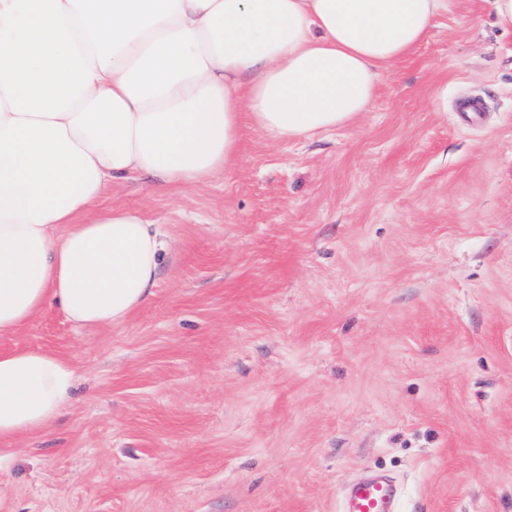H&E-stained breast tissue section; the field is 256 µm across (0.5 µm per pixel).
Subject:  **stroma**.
<instances>
[{
    "label": "stroma",
    "instance_id": "1",
    "mask_svg": "<svg viewBox=\"0 0 512 512\" xmlns=\"http://www.w3.org/2000/svg\"><path fill=\"white\" fill-rule=\"evenodd\" d=\"M173 242L125 323L52 307L0 351L77 369L0 452V512H512V29L459 0L355 123L252 126L212 180L108 191ZM392 487L383 481L357 484L351 492L346 512H394Z\"/></svg>",
    "mask_w": 512,
    "mask_h": 512
}]
</instances>
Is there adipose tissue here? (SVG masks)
I'll return each instance as SVG.
<instances>
[{
  "label": "adipose tissue",
  "mask_w": 512,
  "mask_h": 512,
  "mask_svg": "<svg viewBox=\"0 0 512 512\" xmlns=\"http://www.w3.org/2000/svg\"><path fill=\"white\" fill-rule=\"evenodd\" d=\"M453 0H0V335L48 306L119 325L170 249L136 209L99 202L148 175L202 183L244 120L281 139L353 123ZM76 370L0 351V445L62 414Z\"/></svg>",
  "instance_id": "adipose-tissue-1"
}]
</instances>
